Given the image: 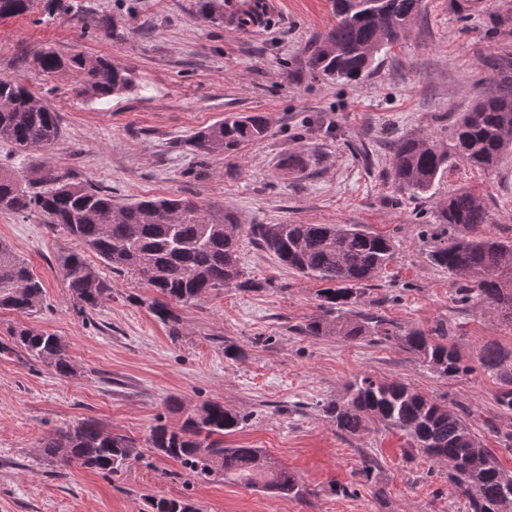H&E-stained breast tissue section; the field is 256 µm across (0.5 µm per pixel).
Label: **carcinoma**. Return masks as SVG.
<instances>
[{
  "mask_svg": "<svg viewBox=\"0 0 512 512\" xmlns=\"http://www.w3.org/2000/svg\"><path fill=\"white\" fill-rule=\"evenodd\" d=\"M420 0H334L336 23L311 45L307 67L313 74L357 82L368 72L374 54L399 40L417 13ZM30 0H0V18L25 14ZM232 18L239 25L261 18L252 0H237ZM41 71L69 69L84 79L95 99L102 101L132 86L128 73L105 58L80 53L67 58L47 49L36 54ZM27 87L0 78V139L23 151L48 150L60 138L57 113L34 106ZM268 117L254 113L228 116L198 132L194 146L201 152L229 156L243 145L263 139ZM453 153L439 150L427 137L396 143L393 177L402 188L427 192L454 155L479 169H492L512 150V76L505 74L472 109L456 121ZM0 211L37 212L47 223L62 227L75 247L58 258L63 279L80 310L93 311L112 294L86 253H94L117 272L138 273L161 295L152 303L156 317L177 322L170 303L187 304L220 288L252 289L240 264L241 237L246 235L272 253L284 266L304 277L329 284L321 289L320 313L299 327L313 339L342 336L394 343L423 366L448 379L470 374L448 331L406 328L354 307L364 301L369 282L394 256L391 238L362 224H252L243 230L236 217L222 208L203 209L183 199L149 198L117 205L112 195L42 165L35 177L21 181L0 172ZM442 223L455 231L451 242L429 252L431 262L461 279L457 302L483 303L498 319L512 325V241L484 233L488 212L479 196L468 190L448 195L440 210ZM44 286L0 239V309L35 313L41 309ZM17 343L37 362L61 376L74 372L63 340L32 328L11 331ZM479 367L500 381L496 401L512 411V350L487 347ZM336 430L356 437L374 425L402 431L410 447L448 467V482L468 501L469 512H512V473L489 448L480 445L464 409L427 396L397 380L369 375L355 378L344 399L325 408ZM246 416L217 402L187 414L182 426H156L148 438L159 455L175 460L191 475L224 479L280 497L302 498L308 491L288 468L261 448H228L222 436L234 433ZM134 443L104 431L87 418L58 431L44 445L47 457L65 465L76 463L103 474L123 468L133 456ZM151 512H199L188 499L153 498Z\"/></svg>",
  "mask_w": 512,
  "mask_h": 512,
  "instance_id": "obj_1",
  "label": "carcinoma"
}]
</instances>
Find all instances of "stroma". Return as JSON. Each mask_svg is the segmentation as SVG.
I'll return each mask as SVG.
<instances>
[{
	"mask_svg": "<svg viewBox=\"0 0 512 512\" xmlns=\"http://www.w3.org/2000/svg\"><path fill=\"white\" fill-rule=\"evenodd\" d=\"M61 13L33 0L0 19V77L52 107L61 139L48 151L0 140V170L41 165L90 183L123 205L148 197L190 200L253 224H363L395 243L363 308L407 327L443 325L473 373L438 377L393 344L312 339L298 327L318 313L320 282L242 241L240 262L256 287L219 289L175 306L176 327L150 306L138 275L101 267L112 295L79 313L57 258L73 245L40 215L0 212L8 240L45 288L27 315L0 311V512H144L150 497L188 498L200 512H468L446 466L411 450L397 430L358 437L337 431L324 406L357 376L394 379L449 407H464L484 447L512 471L504 443L512 411L477 363L485 347L512 349V326L487 306L455 303L456 277L429 259L439 244L440 203L470 190L484 202V231L512 240V156L482 171L459 158L424 194L392 176L393 147L407 137L452 145V125L499 79L512 55V0H421L405 36L383 47L356 83L308 72L312 41L335 22L332 0H271L265 27L213 18L206 0H70ZM103 57L128 72L131 90L98 102L70 71L42 73L34 57ZM265 113L268 135L232 155L201 154L196 133L229 114ZM300 158L294 169L286 158ZM29 326L60 336L75 368L68 377L33 360L10 331ZM234 345L238 358L225 357ZM217 401L246 415L231 447L260 448L309 489L303 499L198 478L154 453L147 439L185 411ZM83 418L134 440L139 456L106 476L45 459L41 447ZM376 467L360 471L365 457Z\"/></svg>",
	"mask_w": 512,
	"mask_h": 512,
	"instance_id": "obj_1",
	"label": "stroma"
}]
</instances>
